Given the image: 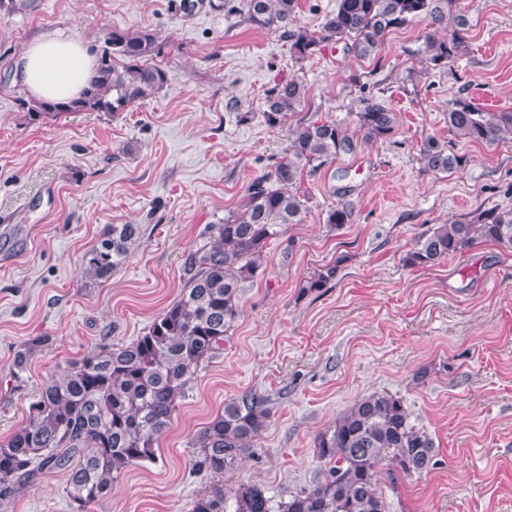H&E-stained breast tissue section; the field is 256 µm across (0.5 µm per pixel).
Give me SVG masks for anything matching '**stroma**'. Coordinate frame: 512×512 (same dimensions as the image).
Instances as JSON below:
<instances>
[{
	"label": "stroma",
	"mask_w": 512,
	"mask_h": 512,
	"mask_svg": "<svg viewBox=\"0 0 512 512\" xmlns=\"http://www.w3.org/2000/svg\"><path fill=\"white\" fill-rule=\"evenodd\" d=\"M459 9L468 51L430 70L416 56L422 23L391 32L366 59L331 43L299 63L280 32L207 7L186 18L173 0H37L1 14L0 444L26 424L50 376L129 344L177 300L207 225L238 211L300 119L345 123L372 98L396 112L393 134L305 177L302 223L267 245L221 353L178 399L156 461L128 467L91 512H190L196 497L220 488L229 499L246 482L280 505L318 477V433L382 391L402 398L436 444L420 474L379 472L388 512H512V249L483 242L431 267L404 263L427 229L512 207V141L462 142L445 118L460 97L512 110V0H459ZM115 28H148L165 42L162 91L116 115L34 120L21 109L16 63L33 37L61 32L97 56ZM291 77L307 99L269 127L264 94ZM430 139L460 167L425 169ZM343 203L353 221L336 229L326 216ZM110 224L142 233L96 284L83 257ZM333 262L335 280L304 292ZM24 344L33 353L16 378ZM248 391L268 398L267 429L235 471L196 472L191 436ZM64 487L63 471L46 470L7 512H72Z\"/></svg>",
	"instance_id": "stroma-1"
}]
</instances>
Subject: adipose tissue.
<instances>
[{
	"label": "adipose tissue",
	"instance_id": "ef3b65f1",
	"mask_svg": "<svg viewBox=\"0 0 512 512\" xmlns=\"http://www.w3.org/2000/svg\"><path fill=\"white\" fill-rule=\"evenodd\" d=\"M95 68L94 57L80 40L45 34L28 43L16 77L32 100L70 102L81 97Z\"/></svg>",
	"mask_w": 512,
	"mask_h": 512
}]
</instances>
